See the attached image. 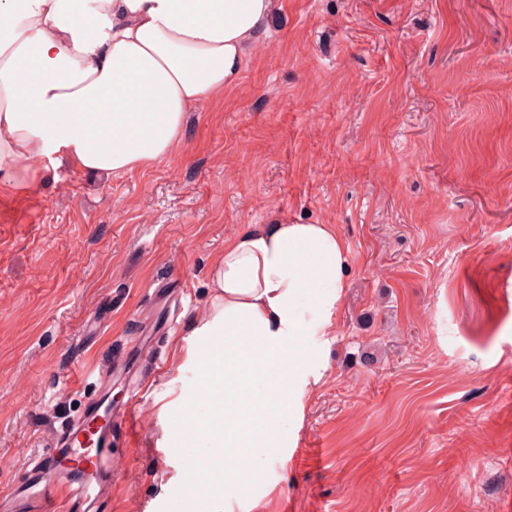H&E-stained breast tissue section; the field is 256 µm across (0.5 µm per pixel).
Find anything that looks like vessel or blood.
<instances>
[{"mask_svg": "<svg viewBox=\"0 0 512 512\" xmlns=\"http://www.w3.org/2000/svg\"><path fill=\"white\" fill-rule=\"evenodd\" d=\"M135 421V406L116 415L103 398L89 402L60 435L62 459L42 455L29 461L28 480L13 494V512H47L44 490L50 485L57 487L63 505L69 507L91 487L105 489L103 465L112 457V429L132 428Z\"/></svg>", "mask_w": 512, "mask_h": 512, "instance_id": "b4317fda", "label": "vessel or blood"}]
</instances>
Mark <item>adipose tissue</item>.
Here are the masks:
<instances>
[{
	"label": "adipose tissue",
	"mask_w": 512,
	"mask_h": 512,
	"mask_svg": "<svg viewBox=\"0 0 512 512\" xmlns=\"http://www.w3.org/2000/svg\"><path fill=\"white\" fill-rule=\"evenodd\" d=\"M277 0H0V184L70 168L120 176L168 157L188 112L238 79ZM348 246L332 224H257L208 271L195 353L225 496L251 490L255 454L322 379L307 348L338 323Z\"/></svg>",
	"instance_id": "obj_1"
}]
</instances>
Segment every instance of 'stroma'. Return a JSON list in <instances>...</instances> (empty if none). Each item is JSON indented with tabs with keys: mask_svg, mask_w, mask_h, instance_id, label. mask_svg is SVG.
<instances>
[{
	"mask_svg": "<svg viewBox=\"0 0 512 512\" xmlns=\"http://www.w3.org/2000/svg\"><path fill=\"white\" fill-rule=\"evenodd\" d=\"M182 145L0 186V497L112 372L143 386L92 512H512V0H277ZM333 224L350 284L323 379L251 497L192 462L190 336L224 243Z\"/></svg>",
	"mask_w": 512,
	"mask_h": 512,
	"instance_id": "stroma-1",
	"label": "stroma"
}]
</instances>
